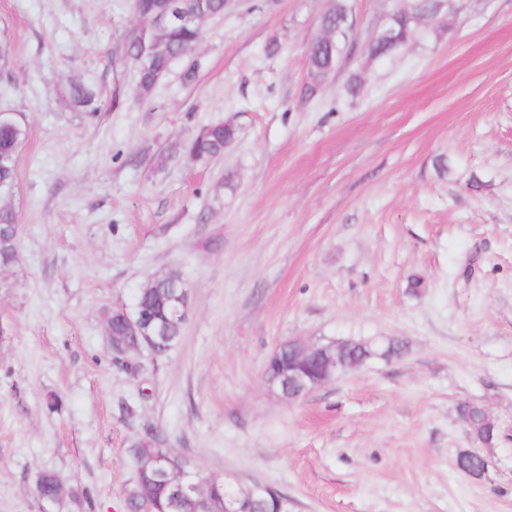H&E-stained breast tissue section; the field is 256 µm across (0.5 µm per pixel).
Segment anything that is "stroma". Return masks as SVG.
<instances>
[{
  "label": "stroma",
  "mask_w": 512,
  "mask_h": 512,
  "mask_svg": "<svg viewBox=\"0 0 512 512\" xmlns=\"http://www.w3.org/2000/svg\"><path fill=\"white\" fill-rule=\"evenodd\" d=\"M413 0H348L336 68L306 45L333 0H231L146 97L131 0H0V108L22 113L20 265L0 275V512H127V444L152 426L204 479L291 512H512V0H453L400 50ZM92 91L73 106L63 84ZM232 123L221 157L183 149ZM189 289L183 339L135 373L106 315L149 277ZM397 343L288 400L281 342ZM498 438L485 477L457 406ZM439 9L440 4L437 0H416L410 13L393 14L391 22L370 44L369 55L374 58L383 57L403 47L419 28L418 21L422 18L433 19ZM390 27L394 31V35L386 36L385 31ZM307 59L309 74L315 83H319L333 70L336 61V49L323 41L319 34L309 43ZM252 512H277L288 511V498L283 494H279L277 498L265 492L258 491L255 493Z\"/></svg>",
  "instance_id": "1"
}]
</instances>
